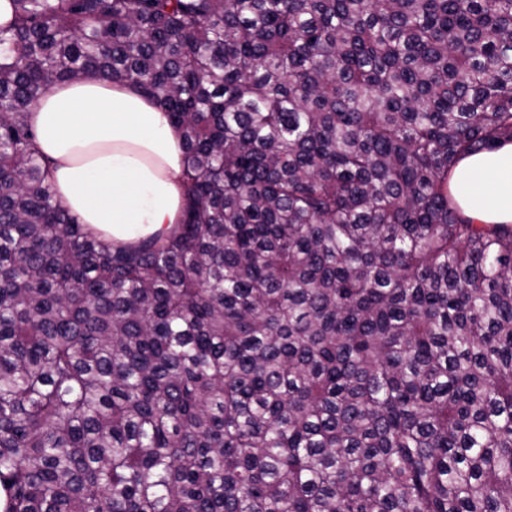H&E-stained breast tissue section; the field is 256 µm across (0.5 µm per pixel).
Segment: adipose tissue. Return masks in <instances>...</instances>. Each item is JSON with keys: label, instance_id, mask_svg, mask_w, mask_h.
<instances>
[{"label": "adipose tissue", "instance_id": "obj_1", "mask_svg": "<svg viewBox=\"0 0 512 512\" xmlns=\"http://www.w3.org/2000/svg\"><path fill=\"white\" fill-rule=\"evenodd\" d=\"M37 148L60 206L119 242L165 233L181 208L180 134L137 88L85 78L54 85L32 109ZM450 188L478 224L512 223V143L460 160Z\"/></svg>", "mask_w": 512, "mask_h": 512}]
</instances>
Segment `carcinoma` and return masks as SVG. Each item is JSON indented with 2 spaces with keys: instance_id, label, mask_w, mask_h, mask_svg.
I'll list each match as a JSON object with an SVG mask.
<instances>
[{
  "instance_id": "obj_1",
  "label": "carcinoma",
  "mask_w": 512,
  "mask_h": 512,
  "mask_svg": "<svg viewBox=\"0 0 512 512\" xmlns=\"http://www.w3.org/2000/svg\"><path fill=\"white\" fill-rule=\"evenodd\" d=\"M0 512H512V224L448 179L512 143V0H9ZM139 88L179 218L113 243L29 115Z\"/></svg>"
}]
</instances>
